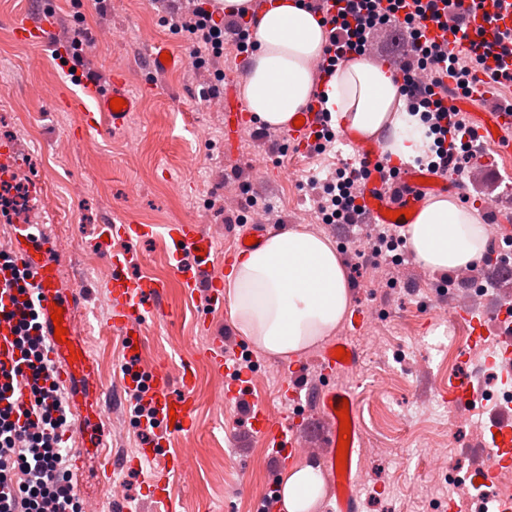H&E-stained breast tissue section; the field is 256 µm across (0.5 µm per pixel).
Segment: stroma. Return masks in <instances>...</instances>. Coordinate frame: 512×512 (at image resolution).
Here are the masks:
<instances>
[{"label":"stroma","instance_id":"obj_1","mask_svg":"<svg viewBox=\"0 0 512 512\" xmlns=\"http://www.w3.org/2000/svg\"><path fill=\"white\" fill-rule=\"evenodd\" d=\"M46 11L54 16L59 46L18 45L12 17ZM163 14L160 0H0V146L16 147V164L26 180L44 183L42 198L28 197L27 210L38 211L45 228L74 247L62 260L61 277L66 286L89 289L79 308L88 335L111 323L109 291L98 274L111 249L129 252V275L167 285L168 316L147 320L137 367L146 374L163 367L176 375L190 364L197 373L196 426L172 434L162 449L163 455L185 453L191 459L187 474L172 482L174 512H262L266 490L283 470L274 448L252 430L245 405L255 400L270 413L292 412L303 419L298 445L308 461L325 464L316 393L332 386L348 389L357 401L362 441L354 477L360 512H447V483L424 467L415 449L422 443L443 446L451 467L469 472L492 446L491 400L477 401L471 419L451 428L448 406L438 393L465 377L489 391L502 386L500 367L486 364L495 337L474 348L451 341L439 312L457 302L468 283L425 269L405 246L399 268L362 264L349 242L371 232V225L321 223L313 185L343 167L351 148L340 142L332 151L301 154L288 147L284 132L255 136L248 118L230 130L223 106L209 91L215 86L213 70L244 76L234 39L226 38L223 57L204 69L155 72L143 54L147 43L163 42L185 57L193 49L189 37L168 30ZM77 38L84 63L70 72L59 63L58 50ZM116 72L126 76L130 93L141 96L139 111L120 130H113L105 116L98 129L82 132V115L71 108L85 96L81 78L105 81ZM484 154L499 172L497 181L479 185L465 178L453 192L460 204L476 210L483 195L512 194V153L488 148ZM228 191L237 196L231 207L224 204ZM252 195L270 207V230L302 226L330 237L346 234L347 243L337 250L353 287V304L367 316L362 326L346 321L338 329L359 352L356 369L324 373L316 348L294 357L304 392L296 403L280 400L281 359L250 347L233 328L226 300L185 288L171 266L167 226L202 222L213 236L210 261L217 275L226 277L230 267L224 256L250 217L244 201ZM113 222L151 224L156 232L144 240H113L107 249L100 243L101 227ZM485 252L479 267L486 297L512 305V285L494 264L501 256L512 259V242H506L502 225H489ZM217 336L226 357L245 354L254 363L243 406L215 402L226 381L211 368L205 350ZM375 344L382 348L376 356L370 352ZM93 357L96 373L88 385L112 397V417L103 421L102 431L116 466L113 476L132 512H155L149 498L154 463L137 471L121 466L122 460L138 459L148 444L126 401L121 366L127 351L121 336L112 335Z\"/></svg>","mask_w":512,"mask_h":512}]
</instances>
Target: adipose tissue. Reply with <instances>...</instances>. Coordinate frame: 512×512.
<instances>
[{"label": "adipose tissue", "instance_id": "1", "mask_svg": "<svg viewBox=\"0 0 512 512\" xmlns=\"http://www.w3.org/2000/svg\"><path fill=\"white\" fill-rule=\"evenodd\" d=\"M225 16L254 15V48L245 67V106L259 126L284 131L306 106L313 88L324 90L333 127L375 142L397 160L423 154L431 143L420 113L408 110L401 85L362 55L317 79L314 65L326 46L321 17L305 0H273L263 11L252 0H216ZM488 239L476 212L454 197L438 196L408 229L415 261L438 273L475 265ZM229 317L251 346L267 355L294 357L333 336L352 306L351 288L335 243L297 227L269 233L243 253L227 277ZM285 512H314L325 494L320 466L295 462L279 485Z\"/></svg>", "mask_w": 512, "mask_h": 512}]
</instances>
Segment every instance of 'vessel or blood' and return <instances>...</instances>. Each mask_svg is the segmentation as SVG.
I'll list each match as a JSON object with an SVG mask.
<instances>
[{"label": "vessel or blood", "mask_w": 512, "mask_h": 512, "mask_svg": "<svg viewBox=\"0 0 512 512\" xmlns=\"http://www.w3.org/2000/svg\"><path fill=\"white\" fill-rule=\"evenodd\" d=\"M498 5L491 11V19H484L479 9H471L466 21L468 29L485 26L490 31H503L512 28V0H497ZM439 16L430 18L423 23V32L428 39L439 42L453 41L451 31L446 30L441 18L453 14L454 9L446 0L438 4ZM12 27L16 42L23 47L35 46L49 40L54 33V25L48 15L36 17L26 13L16 15L12 20ZM86 89L91 94L94 107L83 112L82 127L90 131L98 128L99 117L103 112L110 111L112 98L119 97L125 100L126 106L119 113L112 114L113 128L124 125L129 113L137 111L139 101L128 90L123 75H113L109 83L100 85L86 82ZM305 122L301 127H289L287 136L291 144L308 146L314 143L315 134L320 130V120L317 110H302ZM512 131V111L493 108L478 120L477 133L482 137L485 145L497 148L502 143L503 133ZM341 138L356 154L358 159L367 166L366 175L361 176L362 194L359 199L365 214L364 218L374 224L385 223L386 211L398 212L397 222L401 226H408L409 221L403 217V210L418 212L428 193L445 187V180L433 177L430 183H423V171L412 166L401 167L395 183L401 193L398 198H390L383 191L388 178L389 166L386 163L381 149L374 143L358 138L351 133H342ZM107 237H119L125 240L153 235L154 230L148 224H109L104 230ZM167 234L175 244L173 253L177 259V271L183 277V284L188 288L204 286L210 290H217L219 281L212 276L209 267V255L212 242L205 228L200 224H172L167 228ZM10 247L22 265L31 275V281L40 298V311L42 313L43 334L49 337L48 358L53 364L55 380L60 385L73 384L77 377H92L94 359L77 335L75 318V303L79 300L80 290L64 287L60 278L59 265L56 257L59 247L56 241L41 239L33 242L28 225L17 226ZM193 254L194 264L186 265L182 262L184 254ZM128 255L124 252L111 253L109 264L112 268V278L108 284L112 307V328L123 335L127 348H134L136 336L142 335V327L146 322V307L156 302L166 288L164 282L150 278L133 279L126 275L125 267ZM62 308L63 325L67 333L66 342L55 340V327L51 313L54 308ZM451 317L469 322L475 340H483L486 336H497V349L487 359L488 364H502L507 368L502 377L503 383H512V316L497 304L486 306L481 314H474L473 310L453 307ZM14 323L11 320L0 318V367L11 369L17 358L13 346ZM343 347L348 354L347 359L339 360L334 356L336 347ZM206 355L215 370L224 373L228 380L227 387L222 396L224 404L239 403L244 391L250 387V377L238 373L236 366L231 365L225 358L220 340H213L209 344ZM359 356L347 338H338L335 345L327 346L321 356L324 368L333 373H341L353 368L358 363ZM179 382L183 393L181 396H172L170 377L166 371L157 370L150 374L147 380L148 390L145 394L154 411L153 433L155 447L144 449L145 459L152 460L158 455L157 445L163 444L170 428L180 430L191 429L193 420V403L190 394L196 384V373L191 366H184L179 375ZM347 391L328 389L318 397L319 413L324 421L320 433L322 447L327 448V472L330 481L336 488V512H357V497L353 492L354 479L351 472L340 473L336 470L335 450L339 441L340 419L337 411L342 406L343 399L347 398ZM70 412L82 423L99 426L107 415V405L101 390H94L85 394L83 400L72 401ZM251 424L256 433L263 436L279 454L281 461H288L291 448H294L303 427L288 415L272 416L260 404L252 407ZM493 431L499 432L500 442L496 448V464L500 467L512 466V404L499 406L492 422ZM185 464L183 456L172 457L171 461L162 464L154 471L151 480V493L153 499L171 506L172 476L179 474Z\"/></svg>", "instance_id": "1"}]
</instances>
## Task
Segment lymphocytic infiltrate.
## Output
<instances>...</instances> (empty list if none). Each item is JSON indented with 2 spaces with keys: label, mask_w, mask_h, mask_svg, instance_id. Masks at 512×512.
Returning <instances> with one entry per match:
<instances>
[{
  "label": "lymphocytic infiltrate",
  "mask_w": 512,
  "mask_h": 512,
  "mask_svg": "<svg viewBox=\"0 0 512 512\" xmlns=\"http://www.w3.org/2000/svg\"><path fill=\"white\" fill-rule=\"evenodd\" d=\"M402 7L408 10L406 36L396 66L410 106L421 112L434 137L428 155L416 164L436 175H462L478 134L448 101L467 93L481 74L489 77L493 87L512 85L511 72L490 69L487 63L502 42L512 43V29L451 49L425 39L416 26V16L423 13L420 0H344L336 15L323 19L331 52L324 73H331L351 54L370 53L375 32L392 28ZM165 23L172 33L193 41L196 65H204L206 54L223 55L224 25L204 6L190 11L167 6ZM359 197L354 166L345 164L323 187L318 203L323 223H355L361 210ZM16 317V345L22 354L16 372L27 381L29 407L37 419L26 423L13 420V407L6 404L5 388L0 385V512H83L63 444L69 430L65 399L45 355L46 339L37 333L38 310L21 308Z\"/></svg>",
  "instance_id": "f902f5d3"
}]
</instances>
